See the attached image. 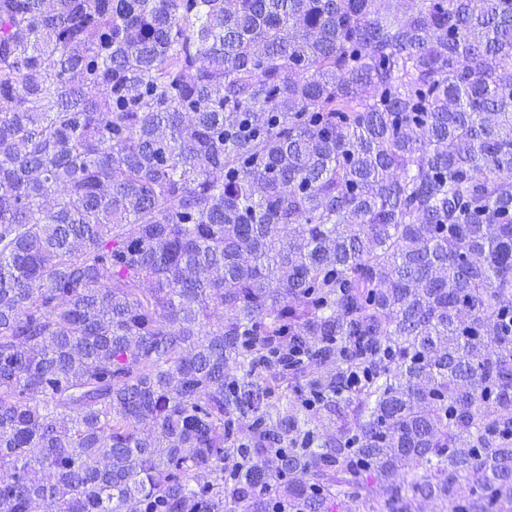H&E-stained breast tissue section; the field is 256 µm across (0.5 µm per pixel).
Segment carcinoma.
Instances as JSON below:
<instances>
[{"instance_id":"1","label":"carcinoma","mask_w":512,"mask_h":512,"mask_svg":"<svg viewBox=\"0 0 512 512\" xmlns=\"http://www.w3.org/2000/svg\"><path fill=\"white\" fill-rule=\"evenodd\" d=\"M509 325L512 0H0V512H512Z\"/></svg>"}]
</instances>
